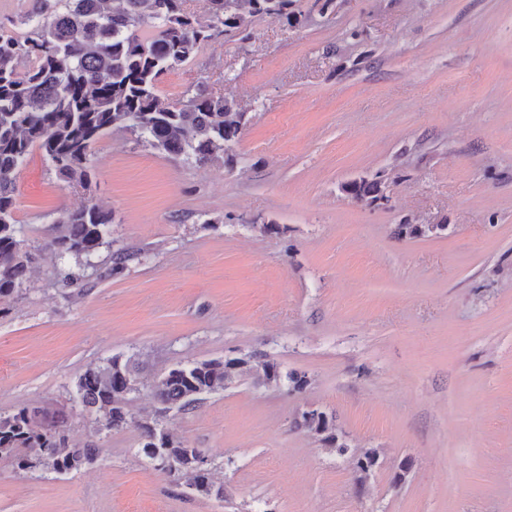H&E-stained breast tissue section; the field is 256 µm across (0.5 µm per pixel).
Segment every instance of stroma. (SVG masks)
<instances>
[{"label": "stroma", "instance_id": "stroma-1", "mask_svg": "<svg viewBox=\"0 0 512 512\" xmlns=\"http://www.w3.org/2000/svg\"><path fill=\"white\" fill-rule=\"evenodd\" d=\"M197 86L247 114L231 165L116 128L90 190L38 152L17 176L34 261L0 305V413L64 410L70 443L99 454L63 476L0 460V512H512V0H293L289 20L254 19L160 83L170 99ZM363 178L386 205L343 192ZM89 198L112 214L108 245L88 263L43 251L58 210ZM400 224L446 230L400 239ZM121 248L141 258L114 275ZM249 354L309 386L247 376L165 421L207 449L221 501L70 401L113 356L150 377ZM309 408L378 450L365 486L296 429Z\"/></svg>", "mask_w": 512, "mask_h": 512}]
</instances>
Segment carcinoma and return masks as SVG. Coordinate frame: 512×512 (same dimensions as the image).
<instances>
[{"mask_svg":"<svg viewBox=\"0 0 512 512\" xmlns=\"http://www.w3.org/2000/svg\"><path fill=\"white\" fill-rule=\"evenodd\" d=\"M32 0L18 20L0 23V302L19 293L28 279L31 254L15 218V178L38 150L56 174L74 188L91 184L88 157L93 145L114 128L129 129L151 148L197 166L229 164L234 158L245 113L222 95L201 87L165 101L160 79L192 60L198 50L244 32L255 17L288 20L292 0H204L201 15L186 9L187 0ZM353 194L367 201L383 196L378 180L355 183ZM55 235L43 250L90 262L110 236L111 214L89 200L65 208ZM446 224H400L398 237L439 234ZM139 252H112L111 272L124 270ZM251 357L191 362L162 375L141 376L132 359L113 356L81 374L73 402L96 415L109 432L133 428L150 463L176 462L203 497L224 499V484L213 467L197 468L202 448H189L166 432L168 411L193 412L205 396L224 391L243 375ZM256 379L304 391V373H281L269 362L256 365ZM146 393L157 404L151 418H138L131 403ZM324 450L350 453L339 436L335 417L318 409L296 420ZM357 470L366 476L378 464L375 448H361ZM0 459L20 471L40 469L67 474L95 463L96 448L70 444L65 417L23 406L0 414Z\"/></svg>","mask_w":512,"mask_h":512,"instance_id":"1","label":"carcinoma"}]
</instances>
